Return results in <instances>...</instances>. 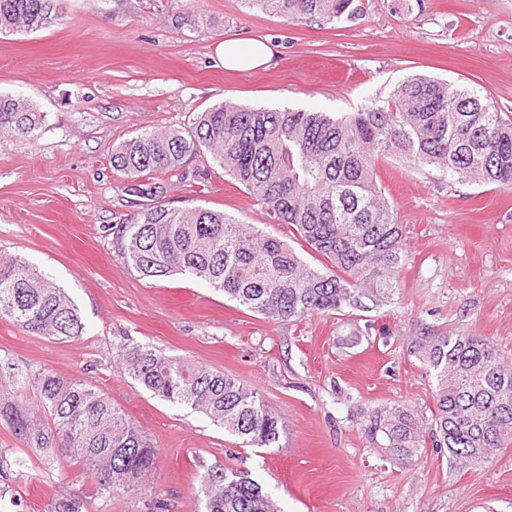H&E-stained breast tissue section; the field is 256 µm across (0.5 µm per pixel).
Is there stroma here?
<instances>
[{"instance_id":"stroma-1","label":"stroma","mask_w":512,"mask_h":512,"mask_svg":"<svg viewBox=\"0 0 512 512\" xmlns=\"http://www.w3.org/2000/svg\"><path fill=\"white\" fill-rule=\"evenodd\" d=\"M354 5L352 20L331 26L246 0H61L51 26L0 36V92L45 114L34 138L0 132V257L45 273L86 326L61 342L0 318V353L106 395L158 450L143 489L106 500L83 464L46 468L0 418V512H51L62 497L81 512H202L193 488L217 465L251 472L280 512H512V446L487 465L432 447L402 464L364 431L385 405L430 420L437 381L411 348L418 336H482L512 362V189L446 179L395 156L378 162L402 226L397 294L290 321L181 275L141 277L112 242L113 224L141 208L112 167L113 145L188 128L220 102L352 112L419 74L477 90L512 117V0ZM247 39L268 44V68L225 70L220 46ZM190 166L205 182L163 175L162 203L220 211L291 241L209 153ZM124 345L237 379L278 416V441L240 446L205 414L155 397L119 370Z\"/></svg>"}]
</instances>
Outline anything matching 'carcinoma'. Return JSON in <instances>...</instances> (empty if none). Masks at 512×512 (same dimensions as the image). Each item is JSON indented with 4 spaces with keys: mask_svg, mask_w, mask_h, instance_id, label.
<instances>
[{
    "mask_svg": "<svg viewBox=\"0 0 512 512\" xmlns=\"http://www.w3.org/2000/svg\"><path fill=\"white\" fill-rule=\"evenodd\" d=\"M289 20L327 24L354 17V0H247ZM58 16L57 0H0V34L37 31ZM44 119L26 99L0 93V131L32 137ZM207 150L279 224L322 258L311 265L256 224L205 208L156 201L158 174L181 171ZM399 156L461 182L512 188V120L470 89L421 76L404 78L385 104L358 112L272 110L222 102L199 113L188 133L146 132L112 147V168L148 199L136 218L112 225L119 256L145 278L187 276L275 320L364 309L390 299L402 264V228L376 183V163ZM0 317L62 341L85 332L77 306L22 259L0 261ZM437 380L428 424L405 406L375 408L372 445L410 463L432 443L450 457L490 463L512 441V365L490 341L457 333L416 338ZM122 370L154 396L201 412L241 444L270 447L279 420L257 392L235 379L170 358L148 345L121 354ZM0 379L16 387L0 417L49 466L84 464L103 498L143 486L157 449L104 394L78 380L25 372L0 356ZM34 387L38 404L25 397ZM204 512H280L247 473L200 475Z\"/></svg>",
    "mask_w": 512,
    "mask_h": 512,
    "instance_id": "cac0c4a2",
    "label": "carcinoma"
}]
</instances>
